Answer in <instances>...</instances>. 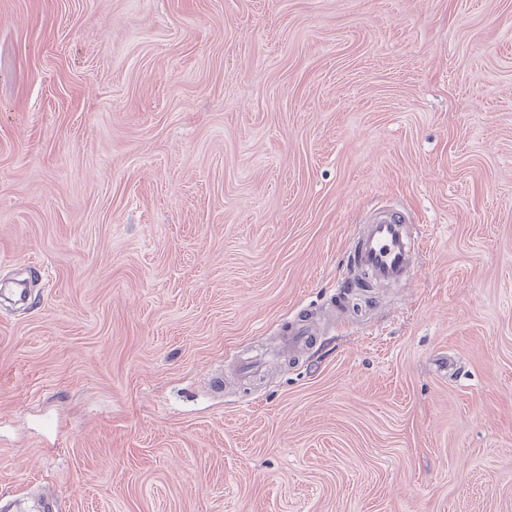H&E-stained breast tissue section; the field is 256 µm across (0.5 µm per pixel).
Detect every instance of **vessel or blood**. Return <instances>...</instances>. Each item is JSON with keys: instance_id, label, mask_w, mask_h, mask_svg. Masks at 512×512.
I'll return each mask as SVG.
<instances>
[{"instance_id": "b4317fda", "label": "vessel or blood", "mask_w": 512, "mask_h": 512, "mask_svg": "<svg viewBox=\"0 0 512 512\" xmlns=\"http://www.w3.org/2000/svg\"><path fill=\"white\" fill-rule=\"evenodd\" d=\"M423 251V239L413 229L405 208H377L352 240L351 261L336 283L335 296L345 300L359 282L399 285L409 282ZM323 331L318 319L300 310L281 329L278 356L288 357L316 345Z\"/></svg>"}]
</instances>
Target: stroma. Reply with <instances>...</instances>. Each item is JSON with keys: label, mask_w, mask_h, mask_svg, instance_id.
I'll return each mask as SVG.
<instances>
[{"label": "stroma", "mask_w": 512, "mask_h": 512, "mask_svg": "<svg viewBox=\"0 0 512 512\" xmlns=\"http://www.w3.org/2000/svg\"><path fill=\"white\" fill-rule=\"evenodd\" d=\"M385 204L413 279L216 390ZM13 501L512 512V0H0Z\"/></svg>", "instance_id": "stroma-1"}]
</instances>
